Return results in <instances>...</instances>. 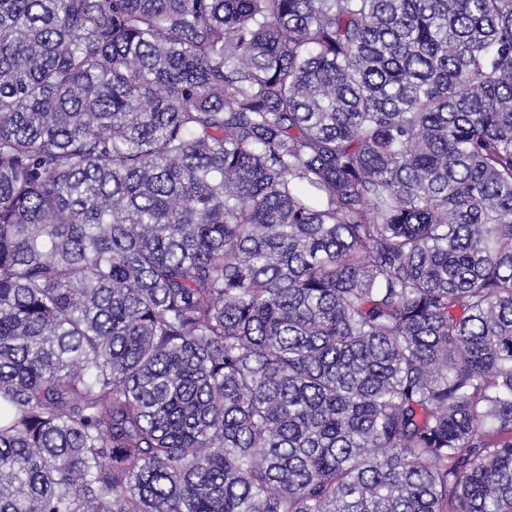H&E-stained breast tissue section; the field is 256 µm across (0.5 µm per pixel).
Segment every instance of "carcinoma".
I'll list each match as a JSON object with an SVG mask.
<instances>
[{"label":"carcinoma","instance_id":"1","mask_svg":"<svg viewBox=\"0 0 512 512\" xmlns=\"http://www.w3.org/2000/svg\"><path fill=\"white\" fill-rule=\"evenodd\" d=\"M0 512H512V0H0Z\"/></svg>","mask_w":512,"mask_h":512}]
</instances>
